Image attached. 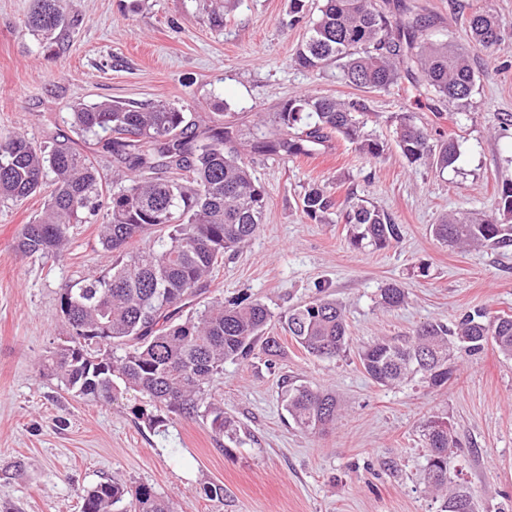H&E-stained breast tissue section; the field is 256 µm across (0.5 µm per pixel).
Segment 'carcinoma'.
<instances>
[{
    "label": "carcinoma",
    "instance_id": "obj_1",
    "mask_svg": "<svg viewBox=\"0 0 512 512\" xmlns=\"http://www.w3.org/2000/svg\"><path fill=\"white\" fill-rule=\"evenodd\" d=\"M59 0H34L28 28L51 36L69 26ZM323 0L298 47L295 62L318 70L334 63L351 85L388 90L406 81L418 96L446 102L464 112L476 87L468 48L424 37L430 20L395 0ZM468 26L473 45H501L502 24L491 9L472 12ZM361 100L303 94L278 113L279 133L256 148L285 157L309 156L328 148L333 135L356 144L361 154L379 158L384 144L361 133ZM77 133L93 141L88 154L61 141L37 145L19 131L0 133V202H21L39 193L48 174L54 189L38 220L24 225L15 249L23 255L58 257L82 215L107 207L100 225L102 248L112 255L108 269L60 288L59 310L70 328L69 344L42 362V372L76 396L112 400L121 391L140 395L135 419L156 426L159 410L176 417L201 415L230 444L243 442L241 428L212 396L224 375V362L246 360L261 346L277 357L282 346L264 335L269 309L236 298L209 302L177 317L207 292L208 280L224 252L247 244L263 223L268 198L250 169L224 149L230 131H195L188 113L167 104L152 106L105 100L72 112ZM394 142L411 164L445 170L460 156L455 137L433 141L415 113L395 116ZM118 163L112 180L101 175L95 154ZM302 211L321 223L334 214L349 225L355 246L379 249L398 244L402 227L387 213L363 202L346 206L318 185L302 197ZM433 235L451 247L512 246V183L503 186L493 214L456 212L431 225ZM157 233L144 248L131 244ZM405 301L396 283L380 289L379 303L395 308ZM288 334L309 354L333 359L346 351L347 324L342 306L326 296L288 311ZM493 344L512 358V315L488 317L484 310L461 314L451 324L427 322L403 339L379 338L358 350L366 374L381 386L419 380L442 386L453 373L457 355L473 356ZM285 409L301 429L316 431L336 419V398L311 385L289 384ZM424 481L442 496L441 512H475L470 491L454 482L448 450L456 441L444 422L425 428ZM82 512H173L172 502L141 485L125 503L124 486L113 479L82 496Z\"/></svg>",
    "mask_w": 512,
    "mask_h": 512
}]
</instances>
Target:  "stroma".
Listing matches in <instances>:
<instances>
[{
  "label": "stroma",
  "instance_id": "35a3bbf8",
  "mask_svg": "<svg viewBox=\"0 0 512 512\" xmlns=\"http://www.w3.org/2000/svg\"><path fill=\"white\" fill-rule=\"evenodd\" d=\"M430 17V39L467 43L468 18L491 6L505 27L501 49L471 53L479 77L468 112L416 105L405 87L366 92L336 66L312 71L294 57L308 21L288 26L289 0H224L214 28L205 0H61L72 27L46 39L27 27L33 0H0V131L36 143L77 140L75 105L106 99L159 101L188 112L200 127L232 128L229 143L268 194L263 224L224 255L210 297L260 300L271 311L275 358L228 361L217 387L251 439L224 447L209 421L173 418L151 428L131 412L134 393L112 401L74 397L40 365L69 339L59 310L61 286L100 274L109 258L99 242L105 212L74 225L61 259L24 258L13 243L41 214V191L0 203V512H81L83 493L114 478L127 492L142 484L174 502L175 512H440L423 483V429L446 421L457 448L451 475L479 512L512 507V360L494 346L459 359L445 386L375 384L359 348L402 337L425 322L451 323L485 308L512 315V248H452L431 233L443 214L491 210L512 182V0H408ZM310 92L363 100L366 134L385 144L376 159L334 138L319 154L267 155L254 144L275 128L289 99ZM455 136L460 157L439 171L412 165L393 141L394 117ZM320 185L338 201L362 198L391 214L403 238L392 248H355L343 223L307 217L301 197ZM399 284L404 305L383 308L380 288ZM325 290L344 310L348 349L336 359L309 355L284 329L288 310ZM318 386L338 401L333 426L299 429L284 397L289 382ZM224 488L220 501L204 485Z\"/></svg>",
  "mask_w": 512,
  "mask_h": 512
}]
</instances>
